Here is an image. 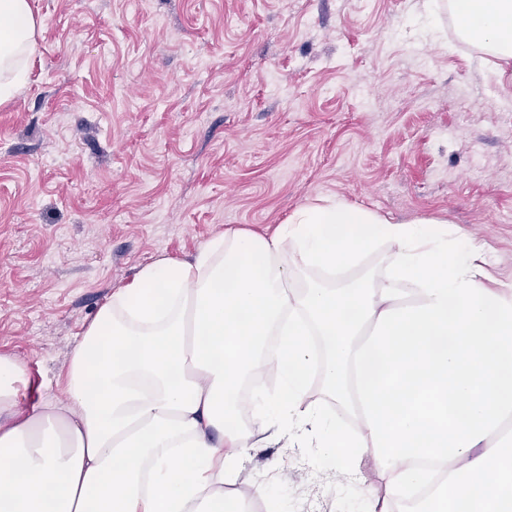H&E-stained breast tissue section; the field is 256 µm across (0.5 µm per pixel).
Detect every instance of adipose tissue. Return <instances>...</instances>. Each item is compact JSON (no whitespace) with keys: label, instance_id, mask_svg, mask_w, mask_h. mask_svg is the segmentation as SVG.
Returning <instances> with one entry per match:
<instances>
[{"label":"adipose tissue","instance_id":"ef3b65f1","mask_svg":"<svg viewBox=\"0 0 512 512\" xmlns=\"http://www.w3.org/2000/svg\"><path fill=\"white\" fill-rule=\"evenodd\" d=\"M451 5L512 71V0ZM36 30L29 0H0V102ZM293 266L320 277L292 287ZM489 278L483 245L437 218L342 200L158 259L83 332L67 402L24 405L27 363L0 355V512H247L224 488L266 432L355 485L366 512H394L423 459L444 480L422 512H512V282ZM260 372L280 387L243 416Z\"/></svg>","mask_w":512,"mask_h":512}]
</instances>
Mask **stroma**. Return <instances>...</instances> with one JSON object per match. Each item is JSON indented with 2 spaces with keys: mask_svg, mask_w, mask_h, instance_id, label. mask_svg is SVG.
Returning <instances> with one entry per match:
<instances>
[{
  "mask_svg": "<svg viewBox=\"0 0 512 512\" xmlns=\"http://www.w3.org/2000/svg\"><path fill=\"white\" fill-rule=\"evenodd\" d=\"M25 84L0 103V355L24 404L112 293L233 228L342 199L446 219L512 282V75L458 44L449 0H31ZM261 443L243 467L282 512H363Z\"/></svg>",
  "mask_w": 512,
  "mask_h": 512,
  "instance_id": "35a3bbf8",
  "label": "stroma"
}]
</instances>
